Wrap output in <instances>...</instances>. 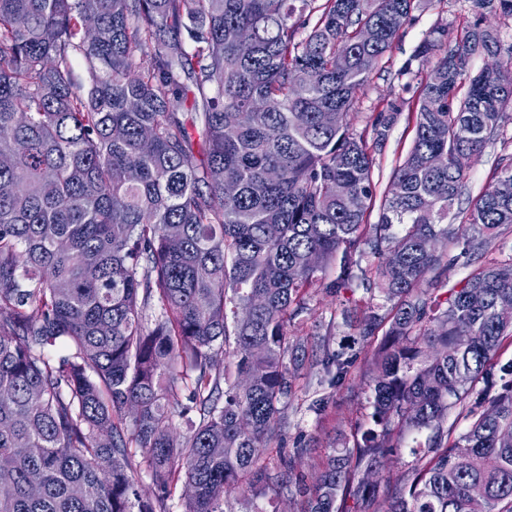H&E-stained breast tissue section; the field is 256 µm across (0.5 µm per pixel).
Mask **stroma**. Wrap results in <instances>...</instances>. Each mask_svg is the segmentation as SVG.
Here are the masks:
<instances>
[{
  "label": "stroma",
  "instance_id": "1",
  "mask_svg": "<svg viewBox=\"0 0 512 512\" xmlns=\"http://www.w3.org/2000/svg\"><path fill=\"white\" fill-rule=\"evenodd\" d=\"M484 19L495 21L503 48L512 47V19L495 18L492 12L476 7L473 0H419L400 36L382 61L383 68L371 76L365 94L360 98L353 128L364 131L376 113L386 110L388 103H395L399 115L387 139L374 154L375 179L379 191H386L394 167L412 145L413 124L410 120L415 102L429 69L414 60L413 55L427 32L435 24L448 29L449 38L459 36L464 26ZM411 64L409 74H401L404 64ZM512 156V124L505 125L502 135L486 146L467 171L466 184L471 197H478L496 180V167L500 159ZM310 310L303 316L304 330L309 334L333 332L336 341L350 342L354 334L348 322V296L332 297L323 288L310 291ZM374 375L369 351H360L349 380L338 388L321 386L317 370L301 376L295 394L286 411L285 450H292L298 438L310 441L311 453L298 463L299 470L309 471L329 448L338 434L352 435L364 424L370 413L367 403L368 383ZM326 397L321 412L310 411L309 406L318 397Z\"/></svg>",
  "mask_w": 512,
  "mask_h": 512
}]
</instances>
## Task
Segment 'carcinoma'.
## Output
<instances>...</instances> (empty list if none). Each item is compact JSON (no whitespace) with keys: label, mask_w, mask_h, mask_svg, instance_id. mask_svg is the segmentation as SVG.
<instances>
[{"label":"carcinoma","mask_w":512,"mask_h":512,"mask_svg":"<svg viewBox=\"0 0 512 512\" xmlns=\"http://www.w3.org/2000/svg\"><path fill=\"white\" fill-rule=\"evenodd\" d=\"M414 2L0 0V512H169L179 484L182 512L234 493L296 512H512V362L490 365L512 339V263L446 288L448 246L476 257L512 228V196L454 209L512 123V49L479 21L452 45L430 29L401 193L380 195L351 115ZM475 54L490 63L471 75ZM396 115L372 119L375 145ZM316 285L391 308L354 301L362 346L385 329L370 424L308 485L306 448L267 451L304 371L338 388L356 362L332 333L304 336ZM480 380L494 395L450 443ZM406 448L413 466L384 474Z\"/></svg>","instance_id":"cac0c4a2"}]
</instances>
